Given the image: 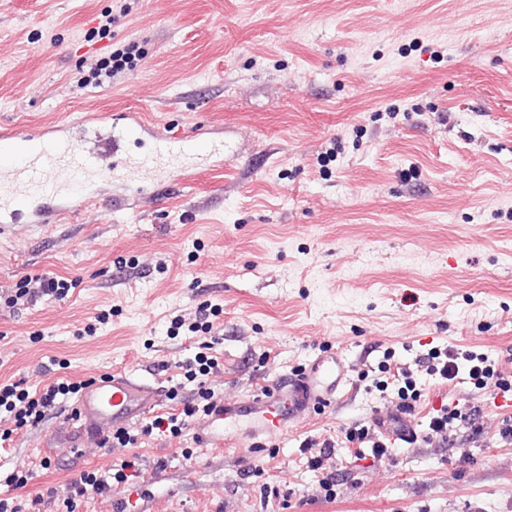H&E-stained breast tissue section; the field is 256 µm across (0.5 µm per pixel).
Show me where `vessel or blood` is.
Instances as JSON below:
<instances>
[{"instance_id": "1", "label": "vessel or blood", "mask_w": 512, "mask_h": 512, "mask_svg": "<svg viewBox=\"0 0 512 512\" xmlns=\"http://www.w3.org/2000/svg\"><path fill=\"white\" fill-rule=\"evenodd\" d=\"M122 134L97 149L80 146L68 126L54 125L18 132L0 130V224L26 221L53 224L77 212L94 197V179L111 177L119 165L122 137L149 136L151 150L137 162L150 172L177 154L210 157L219 150L203 130H196L181 150H173L161 128L147 124L137 112L120 117ZM351 368L339 353H317L287 377L261 384L225 402L199 424L203 439L255 445L286 435L292 425L347 394ZM162 402L158 387L126 372L99 376L85 383L73 408L86 440H96L104 428H127Z\"/></svg>"}]
</instances>
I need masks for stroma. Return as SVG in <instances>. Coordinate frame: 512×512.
I'll list each match as a JSON object with an SVG mask.
<instances>
[{"instance_id": "35a3bbf8", "label": "stroma", "mask_w": 512, "mask_h": 512, "mask_svg": "<svg viewBox=\"0 0 512 512\" xmlns=\"http://www.w3.org/2000/svg\"><path fill=\"white\" fill-rule=\"evenodd\" d=\"M0 0V127L139 112L173 143L207 128L220 151L175 175L131 164L106 199L58 224L0 232V380L31 388L150 367L165 388L198 338L174 317L217 309L209 381L226 401L316 352L347 356L348 397L260 448H213L196 425L137 448L79 444L69 413L0 447V498L62 512L72 479L132 461L126 481L76 512H512V445L493 434L490 391L419 374L392 459L327 460L332 497L304 439L342 440L391 413L359 373L384 349L464 346L512 375V0ZM108 33H100L102 24ZM137 43V67L99 87L90 64ZM158 196L144 195V188ZM68 296L14 310L28 276ZM109 313L96 335H82ZM477 406L484 441L426 443L429 412ZM23 471L18 488L11 473Z\"/></svg>"}]
</instances>
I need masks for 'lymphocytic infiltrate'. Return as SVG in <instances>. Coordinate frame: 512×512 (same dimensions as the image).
Here are the masks:
<instances>
[{"label": "lymphocytic infiltrate", "mask_w": 512, "mask_h": 512, "mask_svg": "<svg viewBox=\"0 0 512 512\" xmlns=\"http://www.w3.org/2000/svg\"><path fill=\"white\" fill-rule=\"evenodd\" d=\"M141 56L137 44L131 43L124 48L115 50L107 59L98 61L91 67L88 82L100 85L117 79L124 71L133 70ZM71 285L57 278L24 279L7 304L16 307L35 304L43 298L64 299ZM467 362L468 381L474 389L493 388L500 393H512V379L504 378L498 371L494 360L483 352L457 347H433L415 354L408 362L399 364L392 374L391 380L374 381V388L381 393L387 392L389 386L397 388V407L402 411L413 410L420 399L421 392L417 387L415 375L423 372L434 377L440 383L457 380L460 362ZM181 368L187 381L196 385L190 399L184 400L179 411L169 413L167 417H158L144 424L138 431L122 429L104 435L98 442L102 448H133L140 438L148 437L155 430L165 428L170 434H181L187 426L196 420L203 419L217 407L219 398L214 389L208 386V375L219 372L220 364L217 356L197 353L194 359L182 362ZM78 383L58 379L41 390H30L25 381L18 380L0 383V411L5 412L13 421V428L0 432V441H7L12 431L38 425L48 414L56 409L60 399L77 393ZM481 410L476 406L447 405L438 409L431 416L428 424L427 439H438L440 443L455 445L460 436H467L470 442H477L483 436L479 423Z\"/></svg>", "instance_id": "obj_1"}]
</instances>
